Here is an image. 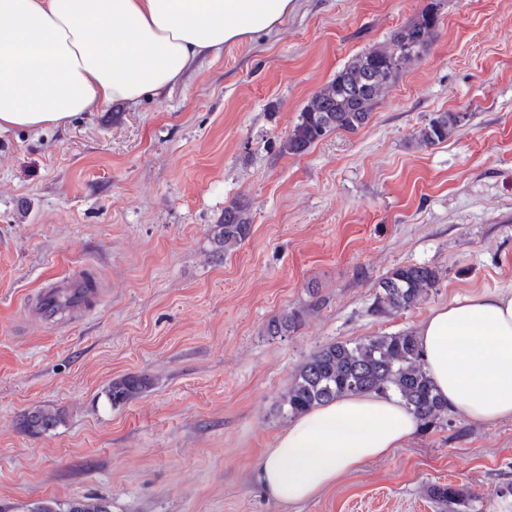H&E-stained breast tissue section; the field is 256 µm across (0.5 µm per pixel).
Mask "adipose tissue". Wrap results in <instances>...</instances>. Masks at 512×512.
Segmentation results:
<instances>
[{"label": "adipose tissue", "mask_w": 512, "mask_h": 512, "mask_svg": "<svg viewBox=\"0 0 512 512\" xmlns=\"http://www.w3.org/2000/svg\"><path fill=\"white\" fill-rule=\"evenodd\" d=\"M295 0H0V131H40L176 85L206 55L272 31ZM417 339L437 392L477 422L512 418V290L454 298ZM418 423L394 397L348 396L296 417L258 479L282 503L320 496L388 456Z\"/></svg>", "instance_id": "ef3b65f1"}]
</instances>
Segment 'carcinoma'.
Listing matches in <instances>:
<instances>
[{"instance_id":"obj_1","label":"carcinoma","mask_w":512,"mask_h":512,"mask_svg":"<svg viewBox=\"0 0 512 512\" xmlns=\"http://www.w3.org/2000/svg\"><path fill=\"white\" fill-rule=\"evenodd\" d=\"M437 24L438 14L427 9L397 29L388 45L353 57L307 99L297 122L281 141L280 151L301 155L331 132H355L366 126L385 85L393 83L419 56ZM459 127L458 113L438 112L415 132L414 140L421 147L434 146L447 141ZM251 228L246 203L237 201L225 207L224 223L213 228L214 253L224 257L235 252L249 237ZM438 280L437 271L429 266L398 267L379 281L372 312L387 316L409 310ZM304 318L302 309L286 311L268 324V334L293 333ZM148 385L145 376H123L109 383L106 396L117 406L138 398ZM363 393L398 396L426 428L448 412V404L435 393L419 342L411 332L366 336L355 342H336L318 349L292 376L279 411L295 417L339 397ZM63 421L62 411L39 407L23 413L19 427L25 433L38 435ZM429 495L447 512H464L475 500L472 494L450 484L431 486ZM39 505V509L32 508L30 512H109L105 502L88 497L65 504L47 498L39 501Z\"/></svg>"}]
</instances>
